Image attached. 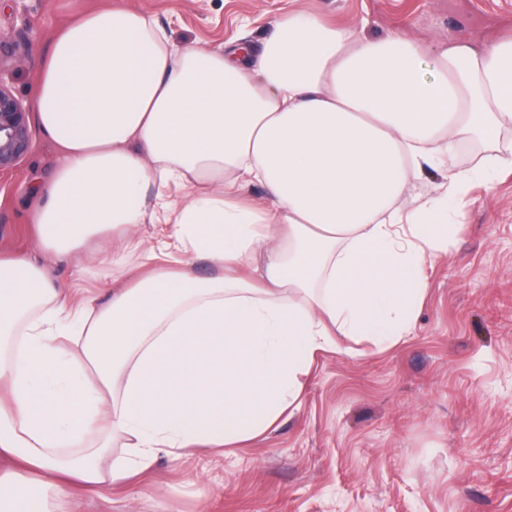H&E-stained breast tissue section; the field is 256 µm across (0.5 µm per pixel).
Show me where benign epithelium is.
<instances>
[{
    "mask_svg": "<svg viewBox=\"0 0 512 512\" xmlns=\"http://www.w3.org/2000/svg\"><path fill=\"white\" fill-rule=\"evenodd\" d=\"M31 142L29 110L0 85V173L16 168Z\"/></svg>",
    "mask_w": 512,
    "mask_h": 512,
    "instance_id": "7a95c632",
    "label": "benign epithelium"
}]
</instances>
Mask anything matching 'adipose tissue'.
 I'll use <instances>...</instances> for the list:
<instances>
[{"instance_id": "ef3b65f1", "label": "adipose tissue", "mask_w": 512, "mask_h": 512, "mask_svg": "<svg viewBox=\"0 0 512 512\" xmlns=\"http://www.w3.org/2000/svg\"><path fill=\"white\" fill-rule=\"evenodd\" d=\"M34 117L61 162L33 187L37 254L0 253V512H54L71 481L105 496L158 452L265 433L333 331L409 335L477 172L512 170L511 149L457 162L512 127V33L422 44L296 11L260 49L218 52L109 5L53 33ZM253 183L266 205L242 197ZM109 231L103 298L48 274Z\"/></svg>"}]
</instances>
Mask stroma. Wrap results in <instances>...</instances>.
I'll list each match as a JSON object with an SVG mask.
<instances>
[{
	"label": "stroma",
	"mask_w": 512,
	"mask_h": 512,
	"mask_svg": "<svg viewBox=\"0 0 512 512\" xmlns=\"http://www.w3.org/2000/svg\"><path fill=\"white\" fill-rule=\"evenodd\" d=\"M105 0H0V84L34 104L52 32ZM180 46L260 44L306 10L483 46L512 32V0H119ZM57 162L40 128L0 174V250H36L28 192ZM409 336L338 337L300 375L297 403L265 434L222 451L159 454L133 486L82 489L62 512H512V173L472 184L447 250L427 261Z\"/></svg>",
	"instance_id": "stroma-1"
}]
</instances>
